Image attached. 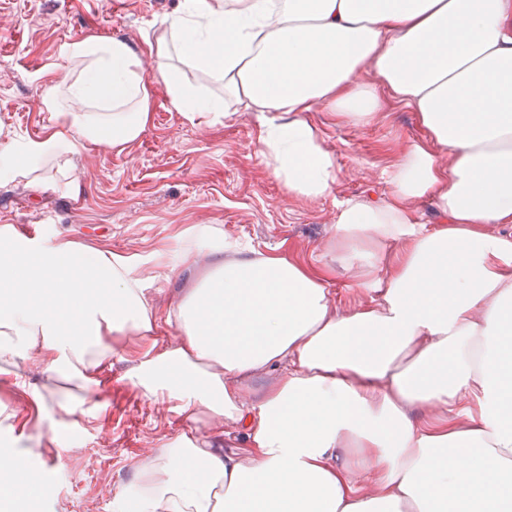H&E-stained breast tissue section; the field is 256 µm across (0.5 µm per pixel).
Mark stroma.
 <instances>
[{"label":"stroma","mask_w":512,"mask_h":512,"mask_svg":"<svg viewBox=\"0 0 512 512\" xmlns=\"http://www.w3.org/2000/svg\"><path fill=\"white\" fill-rule=\"evenodd\" d=\"M178 0H0V147L49 131L42 90L69 64L63 46L87 36H112L144 48ZM147 132L120 154L92 143L66 156L78 175L71 191L61 174L47 187H0V227L46 224L52 234L91 248L106 247L140 263L175 249L181 234L212 225L246 246L315 259L339 200L387 198L382 172L401 147L421 134L411 113L394 107L367 129H355L325 108L310 120L340 168L331 196L308 201L288 195L259 158L253 113L240 110L217 124H192L154 84ZM130 355H113L77 394L73 415L45 419L32 391L35 373L0 365V448H32L58 432L63 448L41 470L58 497L34 501L31 512H114L115 495L134 477L146 452L167 446L182 426L170 405L143 397L131 380Z\"/></svg>","instance_id":"35a3bbf8"}]
</instances>
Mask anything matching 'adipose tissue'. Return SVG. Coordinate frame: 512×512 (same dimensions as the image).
I'll return each mask as SVG.
<instances>
[{"instance_id": "1", "label": "adipose tissue", "mask_w": 512, "mask_h": 512, "mask_svg": "<svg viewBox=\"0 0 512 512\" xmlns=\"http://www.w3.org/2000/svg\"><path fill=\"white\" fill-rule=\"evenodd\" d=\"M147 50L149 80L124 39L68 43L71 68L43 93L62 128L1 148L0 186L40 184L87 142L124 151L155 81L190 122L253 112L267 168L303 200L339 179L314 108L362 129L395 105L423 135L387 169L388 198L337 204L310 263L211 226L137 270L108 249L0 238V364L23 362L68 416L59 389L131 353L143 395L188 424L116 512H512V0H182ZM425 201L440 224L417 219ZM160 268L197 279L164 303ZM343 275L362 302L340 304ZM230 430L257 455L216 450ZM56 443L25 450L22 481L0 448V484L53 501L40 472Z\"/></svg>"}]
</instances>
